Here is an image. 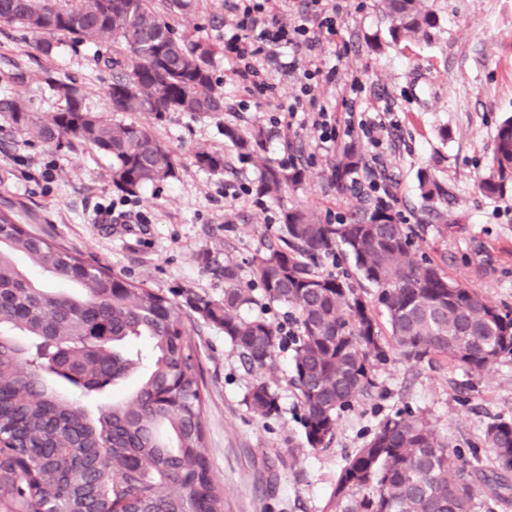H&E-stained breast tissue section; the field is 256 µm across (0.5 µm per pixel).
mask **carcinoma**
Masks as SVG:
<instances>
[{
    "label": "carcinoma",
    "instance_id": "cac0c4a2",
    "mask_svg": "<svg viewBox=\"0 0 512 512\" xmlns=\"http://www.w3.org/2000/svg\"><path fill=\"white\" fill-rule=\"evenodd\" d=\"M392 42L429 40L438 18L429 0H382ZM0 24L38 36L49 55L71 37L96 47L100 63L116 71L107 90L110 111L170 112L195 117L224 111L215 89L217 47L180 34L152 0H0ZM125 50L116 57L112 44ZM49 90L65 102L37 116L23 97L0 95V118L21 136L60 148L87 145L111 160L112 184L132 195L176 176L171 151L150 126L91 111L82 88L47 73ZM224 138L251 157L263 140L224 128ZM364 155L352 141L336 162V186ZM195 164L222 174L224 155L205 146ZM296 165H262L257 193L278 198L304 182ZM422 198L444 195L433 175L419 177ZM480 192L512 189V117L497 129L490 174ZM282 245L255 259L265 298L291 307L297 332L284 336L262 317L247 318L251 289L237 267L224 263V301L189 293L187 306L224 331L251 366L266 367L281 343L294 352L293 383L309 447L331 439L340 412L373 387L375 364L388 359L374 308L386 315L395 348L408 359L446 361L474 374L512 357V309L501 308L417 256L411 228L376 206L332 224L303 209L283 213ZM343 248L376 304L346 276H323L311 265ZM27 256L46 276L74 283L80 293L40 288L15 264ZM144 341L148 359L133 346ZM138 384L90 411L86 400L128 378ZM249 408L261 417L278 410L265 383L254 385ZM204 384L187 339L182 307L143 281L127 279L81 254L26 230L0 210V512H224V492L204 448ZM490 470L467 469L424 419L409 411L379 422L372 439L345 459L332 494L336 512H472L481 493L512 491V422L487 423Z\"/></svg>",
    "mask_w": 512,
    "mask_h": 512
}]
</instances>
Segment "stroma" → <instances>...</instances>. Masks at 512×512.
Wrapping results in <instances>:
<instances>
[{
    "mask_svg": "<svg viewBox=\"0 0 512 512\" xmlns=\"http://www.w3.org/2000/svg\"><path fill=\"white\" fill-rule=\"evenodd\" d=\"M429 3L439 19L430 40L396 45L380 0H348L335 35L324 41V58L336 76L321 93L339 120L348 96L363 109L389 110L384 170L398 183L394 208L410 224L420 251L450 278L512 308V191L489 198L477 188L489 173L496 128L512 115V0ZM224 17V0H193L187 11L165 20L177 32L220 45ZM36 41L22 28L0 26V94L11 90L12 73L27 70L33 78L20 93L31 111H58L64 102L44 83L48 72L83 85L89 109L108 113L112 72L94 48L67 38L46 56ZM214 74L223 112L211 118L172 112L153 125L177 160L176 176L134 195L113 186L109 159L91 147L28 141L0 122V207L13 206L29 231L175 300L191 291L222 301L228 260L244 282L254 283V260L281 235L283 210L304 208L326 219L360 201L336 190L333 165L343 142L318 148V134L308 126L282 134L287 113L255 100L238 110L242 95L223 58H216ZM228 126L264 128L257 153L241 156L224 137ZM201 145L223 153L224 173L195 166L193 152ZM292 154L302 158L306 177L281 199L225 197V185L253 189L263 163L280 164ZM424 170L438 180L443 198L422 200L418 176ZM186 323L206 385V454L224 488L225 512H335L331 494L346 457L373 437L381 419L399 411L424 418L467 462L485 470L494 459L484 440L486 423L512 420V359L479 376L393 352L375 368L369 395L341 413L330 441L312 449L291 384V347L280 346L271 366L252 368L221 330L191 311ZM260 382L279 397L269 417L253 414L246 403Z\"/></svg>",
    "mask_w": 512,
    "mask_h": 512,
    "instance_id": "35a3bbf8",
    "label": "stroma"
}]
</instances>
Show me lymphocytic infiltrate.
I'll list each match as a JSON object with an SVG mask.
<instances>
[{
  "label": "lymphocytic infiltrate",
  "mask_w": 512,
  "mask_h": 512,
  "mask_svg": "<svg viewBox=\"0 0 512 512\" xmlns=\"http://www.w3.org/2000/svg\"><path fill=\"white\" fill-rule=\"evenodd\" d=\"M293 22L281 19L287 0H226L224 58L245 96L257 99L272 89L266 66L278 62L288 75L300 78V93L293 102L273 104L276 112H287L317 131L320 144L336 142L339 135L361 134L372 148H379L386 129L383 112L350 111L345 129H338L331 113L320 100V87L330 80L322 57L320 36L307 25L315 15L327 34H335L340 13L337 0H302Z\"/></svg>",
  "instance_id": "1"
}]
</instances>
